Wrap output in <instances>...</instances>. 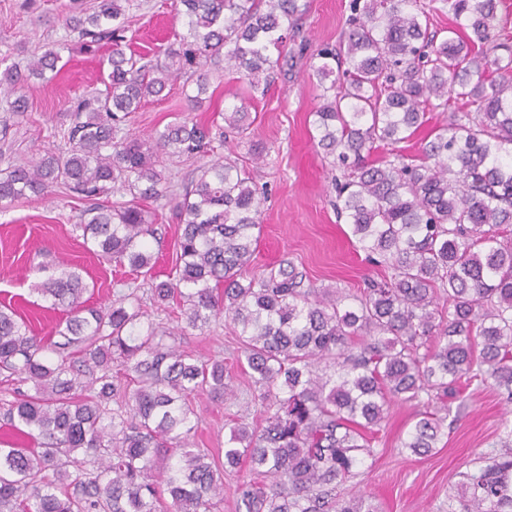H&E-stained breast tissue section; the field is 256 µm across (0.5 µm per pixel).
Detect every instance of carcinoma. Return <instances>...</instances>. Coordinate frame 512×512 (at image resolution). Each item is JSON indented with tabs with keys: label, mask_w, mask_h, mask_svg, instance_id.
<instances>
[{
	"label": "carcinoma",
	"mask_w": 512,
	"mask_h": 512,
	"mask_svg": "<svg viewBox=\"0 0 512 512\" xmlns=\"http://www.w3.org/2000/svg\"><path fill=\"white\" fill-rule=\"evenodd\" d=\"M179 2L182 31L148 58L126 53L122 0L91 13L70 0L74 41L111 45L105 90L68 114L67 151L45 148L0 169V204L60 188L90 201L76 225L83 243L137 273L156 261L141 203L167 196L160 156L204 157L226 132L247 136L252 120L241 105L221 124L184 118L150 139L122 136V125L182 75H197L206 92L212 61L251 93L268 88L272 50H284L308 9V0ZM437 2L454 23L441 38L420 0H350L344 37L309 61L323 90L312 112L317 145L343 171L336 210L388 279L342 294L286 260L247 274L265 196L253 171L228 157L199 166L189 191L170 199L176 276L151 279L150 299L176 310L181 332L221 317L239 329L264 426L233 427L222 456L196 447L191 397H235L224 364L165 343L175 332L143 321L137 288L97 306L83 298L81 274L63 268L35 288L67 308L51 337L0 309V368L34 389L4 413L21 441L0 448V512H211L224 470L244 464L245 512H376L337 489L373 453L391 402L426 397L403 443L420 456L436 449L448 402L467 389L490 383L512 402V40L497 31V0ZM62 48L47 47L29 72H55ZM24 81L13 65L0 71L16 119L28 109ZM430 112L449 120L419 159H371L411 139ZM118 191L132 199L99 202ZM79 450L90 458L77 460ZM448 512H512V425L463 473Z\"/></svg>",
	"instance_id": "carcinoma-1"
}]
</instances>
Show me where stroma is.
Listing matches in <instances>:
<instances>
[{
	"mask_svg": "<svg viewBox=\"0 0 512 512\" xmlns=\"http://www.w3.org/2000/svg\"><path fill=\"white\" fill-rule=\"evenodd\" d=\"M68 2L31 0L26 6L22 0H0V59L23 67L43 44L66 41ZM308 2L309 10L287 47L293 63L276 73L265 95L247 98L236 74L225 71L223 64L211 65L201 107L188 108L187 98L195 94V84L177 82L167 87L165 95L149 99L140 111L130 114L123 132L146 139L175 118L208 122L224 109L246 104L253 121L249 137L218 147L217 152L253 167L255 180L267 195L251 271L285 259L317 287L353 294L365 280H383L390 271L366 260L348 224L338 219L331 204L335 197L332 181L341 172L312 139V113L322 100L317 79L308 75L310 55L322 44L340 41L349 0ZM126 11L132 20L130 46L140 53L164 47L180 25L176 0H130ZM58 66L54 78L31 77L23 87L29 109L10 131L8 153L13 159L31 157L50 143L66 150L65 141L51 139V132L66 123L76 98L104 89L98 54L75 47L63 51ZM258 151L264 160L256 165L252 159ZM84 208V202L62 191L47 199L34 197L0 205V305L12 306L34 334L50 335L66 311L36 305L34 287L43 279L44 268L66 264L77 268L90 284L93 303H110L133 283L149 319L157 326L170 327L171 319L156 309L147 290L149 278L164 280L174 272L178 223L167 199L147 204L156 229L147 243L157 257L147 278L129 268L100 262L85 248L75 229ZM173 342L198 358L223 362L237 394L227 402L205 395L194 399L198 447H223L234 423L251 428L261 425L255 386L241 360L232 324L220 319L204 329L174 336ZM420 409L415 402L391 404L373 455L364 458L360 476L347 485L348 492L365 496L377 512H448L449 487L474 459L491 451L512 404L489 386L469 391L461 407L451 409L450 429L428 456L414 455L402 446Z\"/></svg>",
	"mask_w": 512,
	"mask_h": 512,
	"instance_id": "35a3bbf8",
	"label": "stroma"
}]
</instances>
